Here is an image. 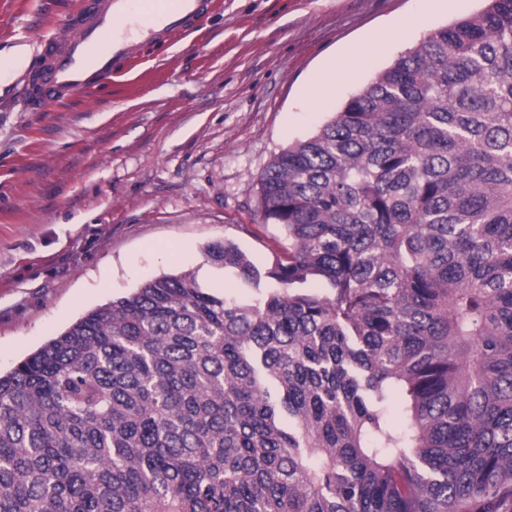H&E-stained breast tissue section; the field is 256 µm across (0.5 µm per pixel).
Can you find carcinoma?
Instances as JSON below:
<instances>
[{
    "instance_id": "obj_1",
    "label": "carcinoma",
    "mask_w": 512,
    "mask_h": 512,
    "mask_svg": "<svg viewBox=\"0 0 512 512\" xmlns=\"http://www.w3.org/2000/svg\"><path fill=\"white\" fill-rule=\"evenodd\" d=\"M488 2L273 155L284 256L204 252L274 287L166 274L0 373V512H512V0Z\"/></svg>"
}]
</instances>
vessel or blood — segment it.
<instances>
[{"label": "vessel or blood", "mask_w": 512, "mask_h": 512, "mask_svg": "<svg viewBox=\"0 0 512 512\" xmlns=\"http://www.w3.org/2000/svg\"><path fill=\"white\" fill-rule=\"evenodd\" d=\"M212 0H82L77 12L41 42L27 70L26 106L48 112L91 97L119 76L121 60L137 57L143 43L185 33Z\"/></svg>", "instance_id": "b4317fda"}]
</instances>
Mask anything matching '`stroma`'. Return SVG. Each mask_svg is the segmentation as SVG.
Listing matches in <instances>:
<instances>
[{"instance_id":"stroma-1","label":"stroma","mask_w":512,"mask_h":512,"mask_svg":"<svg viewBox=\"0 0 512 512\" xmlns=\"http://www.w3.org/2000/svg\"><path fill=\"white\" fill-rule=\"evenodd\" d=\"M81 0H0V51L33 52ZM479 0H218L191 30L144 45L116 82L53 112L26 110L25 61L0 74V371L88 310L166 274L248 297L204 249L229 240L259 270L288 241L258 213L272 156L314 134L431 31ZM397 26L335 97L308 84Z\"/></svg>"}]
</instances>
